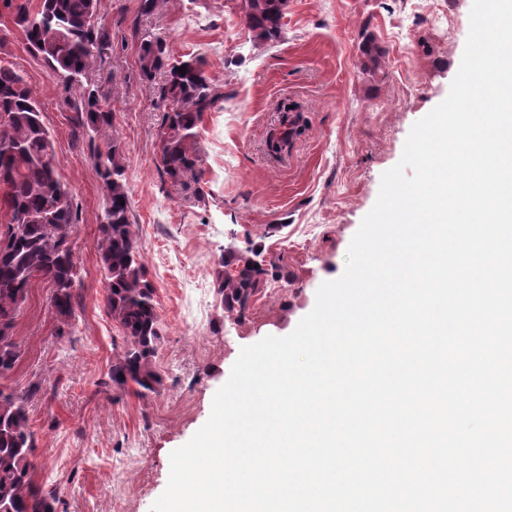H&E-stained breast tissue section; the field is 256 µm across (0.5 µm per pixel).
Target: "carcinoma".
Here are the masks:
<instances>
[{
	"mask_svg": "<svg viewBox=\"0 0 512 512\" xmlns=\"http://www.w3.org/2000/svg\"><path fill=\"white\" fill-rule=\"evenodd\" d=\"M179 0H138V13L152 15ZM245 27L254 42H275L283 33L282 0H245ZM64 92L83 87L67 98L74 133L87 140L88 155L104 190V219L98 225L97 250L107 283L106 304L122 331V353L112 362L108 379L117 390L132 389L148 398L160 391L163 379L156 366L162 323L156 291L145 277L131 222V203L122 163V147L113 128L109 97L83 81L98 70L111 49L105 29L91 23L97 0H0ZM141 76L150 81L164 75L159 89L163 103L156 129V167L173 183L198 180L199 125L221 94L208 81L199 59L172 62L160 36H141ZM185 67V73L178 68ZM78 206L62 180L50 132L35 93L13 67L0 63V224L15 226L8 248H0V509L5 512H61L63 501L54 489L34 479L36 433L27 394L5 384L21 359L13 334L19 297H27L36 279L53 289L58 335L74 331L73 288L79 269L71 236ZM253 246L230 251L214 273V286L224 310L245 315L260 285L274 269L262 264Z\"/></svg>",
	"mask_w": 512,
	"mask_h": 512,
	"instance_id": "carcinoma-1",
	"label": "carcinoma"
}]
</instances>
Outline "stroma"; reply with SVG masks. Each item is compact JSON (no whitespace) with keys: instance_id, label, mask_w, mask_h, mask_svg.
<instances>
[{"instance_id":"35a3bbf8","label":"stroma","mask_w":512,"mask_h":512,"mask_svg":"<svg viewBox=\"0 0 512 512\" xmlns=\"http://www.w3.org/2000/svg\"><path fill=\"white\" fill-rule=\"evenodd\" d=\"M238 3L178 0L141 17L137 0H98L114 47L104 66L112 78L98 85L115 91L131 220L163 323V386L145 399L104 388L122 339L96 249L101 180L48 68L11 17L0 18V61L37 93L79 205L78 329L56 335L52 290L35 281L15 318L22 357L10 379L21 389L40 385L28 399L35 479L58 490L67 512H150L167 486L171 452L208 420L241 348L290 334L321 284L341 276L382 174L400 160L412 125L449 93L472 0H288L280 41L264 45L252 41ZM145 31L164 37L171 60L202 58L222 95L203 117L200 178L187 186L156 168L159 83L140 75ZM370 44L383 52L375 70L364 65ZM284 103L297 106L304 131L276 158L266 140ZM248 245L279 275L240 318L225 311L213 276L225 250Z\"/></svg>"}]
</instances>
